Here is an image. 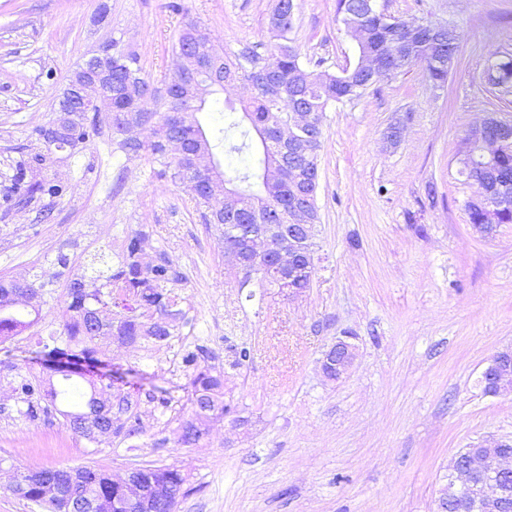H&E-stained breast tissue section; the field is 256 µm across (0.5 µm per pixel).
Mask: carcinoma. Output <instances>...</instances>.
<instances>
[{
	"mask_svg": "<svg viewBox=\"0 0 512 512\" xmlns=\"http://www.w3.org/2000/svg\"><path fill=\"white\" fill-rule=\"evenodd\" d=\"M368 0H336V13L347 35L355 42L358 55L380 54L392 59L395 77L406 72L416 63H423L426 77L433 83L445 84L448 80V53L458 51L462 35L452 27L444 28L429 37H417L409 43L395 27L402 19H381L372 15L362 31H353L357 17L369 11ZM297 10L296 0H275L270 15V27L278 42L273 44L267 58L271 60L272 79L281 82L288 90L283 99L271 88L255 90L248 101L236 108L229 99L224 101L230 122L222 132H234L228 153L244 155L247 164L230 174H222L224 181L242 190L221 212H214L207 197H195L204 223L215 226L224 241L238 248L244 246L240 225L253 224L255 218L272 210L278 214V223H289L292 200L299 191L317 198L319 182L288 178L284 166V151L276 138V129L286 119L291 107H305L324 113L336 103H343L361 96L366 87L364 78L355 68L339 74L309 69L301 60L299 49L290 44ZM195 44L211 55L209 65L217 67L220 78L214 92L224 93L238 83L254 78L253 63L262 59L254 50H244L228 55L206 41V34L190 22L182 29L174 52ZM112 59L109 64L137 91L131 106L153 117L152 139L132 143L112 129V141L128 157L148 152L162 167L165 176L182 182L192 173V153L201 145L211 146L201 122L179 125L165 120V116L195 106L186 95L177 73H172L163 93H157L142 74L138 55L124 48L120 41L111 43ZM494 86L498 91L512 93V56L493 62ZM56 121L64 129L59 139L66 151H74L98 134L96 120L89 116L73 117L59 112ZM172 137L182 142L184 153L176 156L168 149ZM306 150L300 156L303 169L318 168L322 137L303 136ZM46 156L41 152L31 155L28 167L35 169L27 189L34 196H58L65 187L43 172ZM26 167V168H28ZM26 168L19 167L16 179L26 178ZM476 180L512 183V153L501 156L496 169L485 171L476 166L470 172ZM472 224H512V210L491 213L481 199L466 203ZM141 234L125 240L118 255L116 268H107V274L89 277L81 274L71 279L66 291V320L59 334L40 336L26 346L32 354L30 362H41L44 357L60 353L75 360L99 362L102 358L100 342L115 339L136 346L145 342L162 344L174 336V326L169 318L175 316L173 307L179 296L167 288L178 279L176 271L167 261L145 264L141 260ZM18 284L14 280L0 279V343L5 352H11L6 343L22 335L37 324L40 307H24L17 302ZM198 355L187 352L182 360L193 368L189 384L192 387V414L181 421L175 430L178 443L192 446L208 432L209 423L222 419L232 412L225 401L224 380L211 374V369L197 362ZM61 376L59 384L51 379L21 375L13 380V396L19 416L35 421L41 415L56 413L73 433L94 444L102 432L127 437L140 432L139 419L127 417L121 423L112 417V385L96 382L90 367L81 371H56ZM136 478L153 503L156 512H176L177 505L187 490L188 476L171 466H140ZM3 489L25 500L41 512H74L77 499L94 502L96 512H140L138 507L125 506V492L114 482L113 475L94 465L76 469L43 468L36 475L29 469H16L8 476Z\"/></svg>",
	"mask_w": 512,
	"mask_h": 512,
	"instance_id": "obj_1",
	"label": "carcinoma"
}]
</instances>
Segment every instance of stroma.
<instances>
[{
    "label": "stroma",
    "instance_id": "stroma-1",
    "mask_svg": "<svg viewBox=\"0 0 512 512\" xmlns=\"http://www.w3.org/2000/svg\"><path fill=\"white\" fill-rule=\"evenodd\" d=\"M297 3L290 37L304 60L336 73L354 66L336 0ZM380 3L462 32L458 60L444 86L417 64L327 109L315 269L291 299L243 283L187 186L160 177L147 155L126 157L109 127L48 159L63 195L31 198L13 183L36 128L54 118L92 52L120 40L161 90L186 23L226 53H265L272 0H0V279L35 278L54 292L31 335L61 331L67 282L143 233L146 261L168 259L179 276L183 349L222 370L233 407L197 445L176 444L166 416L191 412L181 357L166 345L109 341L106 360L134 371L112 395H131L141 433L91 445L59 416L31 422L10 402L0 410V460L112 473L174 466L190 480L177 512H436L454 454L512 438V395H486L481 383L492 355L512 344V224L477 233L465 209L477 186L459 173L485 112L512 116V94L498 99L483 80L488 61L512 54V0ZM340 339L357 359L329 381L319 360ZM242 347L249 357L232 368Z\"/></svg>",
    "mask_w": 512,
    "mask_h": 512
}]
</instances>
